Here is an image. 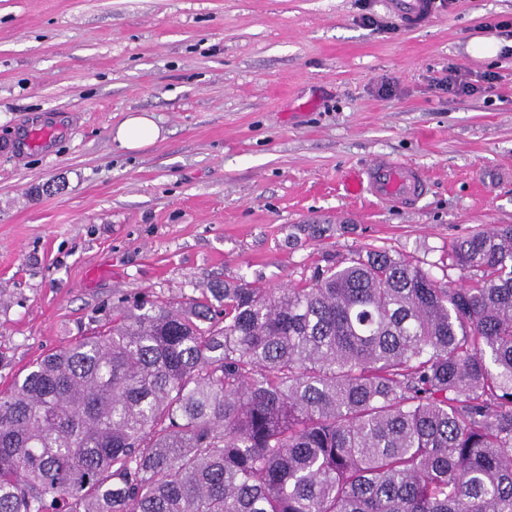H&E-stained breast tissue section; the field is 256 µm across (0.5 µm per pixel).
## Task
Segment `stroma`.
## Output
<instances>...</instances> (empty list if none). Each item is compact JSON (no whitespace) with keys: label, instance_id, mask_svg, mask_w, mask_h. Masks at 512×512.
Wrapping results in <instances>:
<instances>
[{"label":"stroma","instance_id":"obj_1","mask_svg":"<svg viewBox=\"0 0 512 512\" xmlns=\"http://www.w3.org/2000/svg\"><path fill=\"white\" fill-rule=\"evenodd\" d=\"M0 0V389L113 305L215 282L282 288L384 248L457 288L452 244L512 224V56H473L512 0ZM372 24H365L364 16ZM498 81L435 90L448 66ZM152 114L162 139L112 130ZM58 123L19 152L32 119ZM421 168L402 210L346 181ZM121 148L137 151L154 144L161 137V127L145 112L131 113L112 132Z\"/></svg>","mask_w":512,"mask_h":512}]
</instances>
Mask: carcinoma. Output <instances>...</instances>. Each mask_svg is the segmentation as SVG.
<instances>
[{
    "label": "carcinoma",
    "mask_w": 512,
    "mask_h": 512,
    "mask_svg": "<svg viewBox=\"0 0 512 512\" xmlns=\"http://www.w3.org/2000/svg\"><path fill=\"white\" fill-rule=\"evenodd\" d=\"M144 296L0 390V512H512V225Z\"/></svg>",
    "instance_id": "1"
}]
</instances>
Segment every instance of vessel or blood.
Wrapping results in <instances>:
<instances>
[{
  "instance_id": "b4317fda",
  "label": "vessel or blood",
  "mask_w": 512,
  "mask_h": 512,
  "mask_svg": "<svg viewBox=\"0 0 512 512\" xmlns=\"http://www.w3.org/2000/svg\"><path fill=\"white\" fill-rule=\"evenodd\" d=\"M425 185L418 168L382 158L353 177L347 187L350 191L363 190L382 202L410 209L422 198Z\"/></svg>"
}]
</instances>
